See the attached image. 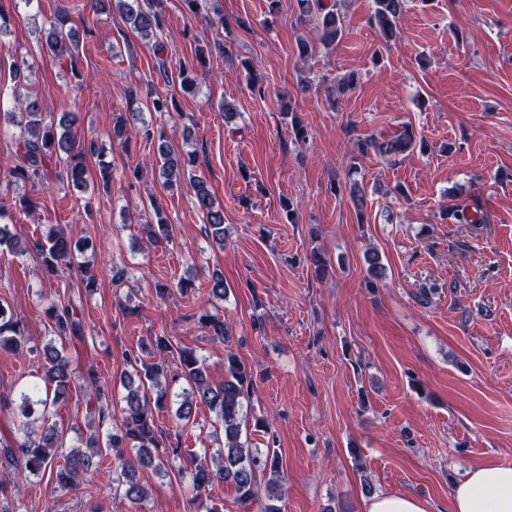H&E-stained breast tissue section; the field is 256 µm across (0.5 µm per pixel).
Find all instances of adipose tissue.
I'll return each mask as SVG.
<instances>
[{
	"mask_svg": "<svg viewBox=\"0 0 512 512\" xmlns=\"http://www.w3.org/2000/svg\"><path fill=\"white\" fill-rule=\"evenodd\" d=\"M448 512H512V466L485 464L453 484Z\"/></svg>",
	"mask_w": 512,
	"mask_h": 512,
	"instance_id": "1",
	"label": "adipose tissue"
}]
</instances>
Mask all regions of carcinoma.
<instances>
[{"label":"carcinoma","mask_w":512,"mask_h":512,"mask_svg":"<svg viewBox=\"0 0 512 512\" xmlns=\"http://www.w3.org/2000/svg\"><path fill=\"white\" fill-rule=\"evenodd\" d=\"M338 0H298L300 14L314 18L320 28L319 38L329 47L343 38L344 16L337 8ZM407 0H373L370 24L381 39L386 42L396 38L399 21ZM115 7L125 17L131 27L144 39H154L161 28L160 3L148 4V0H96V9ZM70 21L59 16L49 23L42 46L52 55L65 56L77 47ZM17 110L8 113V121L19 129L17 163L9 172L16 182L34 183L42 180L51 160L63 164L61 178L72 186L83 189L87 184L84 149L78 147L72 135L75 122L73 113L63 114L58 122L60 133L53 127L42 125L43 105L39 96L26 94L16 98ZM425 142L417 137L412 127L390 138L358 139L353 143V163L349 165V175L358 173L356 161L374 151L392 157L415 150L424 151ZM160 165L158 174L168 185L173 181L188 178L194 195V204L205 218V228L211 230L213 238L224 243V209L217 202L205 180L194 175L196 156L176 153L163 144L159 146ZM448 219L457 224H481L484 217H475L466 207L456 206L448 210ZM148 241L158 246L171 240L170 225L146 224L141 228ZM42 258L45 267L56 272L74 264L77 254L89 247V242L73 238L62 228L52 229L41 240L31 243ZM368 265L367 284L372 286L382 278L384 268L379 255L369 251L365 255ZM44 315L51 322L53 335L59 340L83 334L82 320L71 304L52 301L44 308ZM198 324L214 337L228 344L232 341L231 331L219 315L206 309L199 311ZM27 336L20 321L4 306L0 305V353L19 355L25 347ZM44 382L45 390L34 388L35 394L25 391L20 394L17 408L18 430H9V436L0 437V471L15 476L17 481L29 476L49 474L56 488L66 490L89 481L97 473L93 456L78 450L63 452L56 429L46 425L35 434L27 430L33 420L32 407L45 414L71 388L79 384L86 391L89 400L95 402L94 412L98 419H112L113 397L107 386L101 383L97 372L90 369L82 378H77L68 358L52 343L45 346ZM175 362L179 378L188 388L180 394L175 417L181 422H190L193 409L206 406L216 416L224 430V447L215 454L203 457L193 456L189 461L192 474L191 496L199 499L217 481L231 484L237 502L244 506H256L259 512H282L281 480L283 463L278 453L271 448H254L250 437L243 436L244 402L250 399L254 384L251 374L233 352L224 358V382L213 385L209 379L205 362L191 349L173 344L171 338L156 335L140 343L138 350L126 355V363L133 372L125 373L121 379L123 394L119 399L122 420L106 444H101L100 434H89L86 444L90 448L104 446L114 454L112 473L117 486L114 491L131 504L138 503L148 496V490L135 476L136 467L150 468L165 472L171 465L170 458L159 453V429L151 404L160 407L171 398V391L165 378L169 362ZM269 475L265 487H260L259 478Z\"/></svg>","instance_id":"carcinoma-1"}]
</instances>
